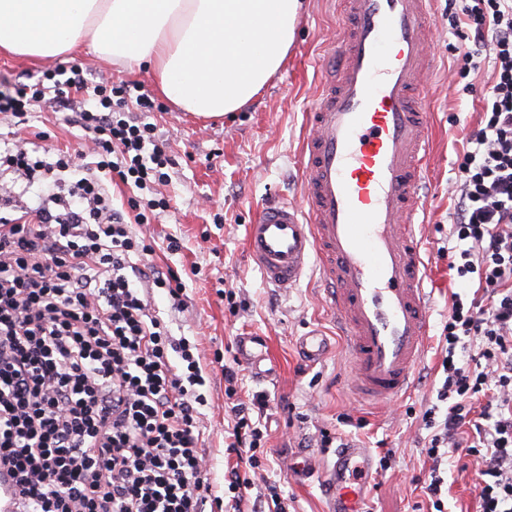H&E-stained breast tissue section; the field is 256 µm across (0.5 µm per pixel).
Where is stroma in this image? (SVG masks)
<instances>
[{
  "label": "stroma",
  "mask_w": 512,
  "mask_h": 512,
  "mask_svg": "<svg viewBox=\"0 0 512 512\" xmlns=\"http://www.w3.org/2000/svg\"><path fill=\"white\" fill-rule=\"evenodd\" d=\"M430 51L439 62L436 76L426 77L427 104L433 114L434 149L428 162L421 235L428 264L430 335L424 356L413 373L407 394L396 403L372 409L361 401L351 383V372L338 334L318 285L316 267L293 288L267 284L250 260L245 246L246 226L268 201L301 198L295 169L296 153L305 131V119L324 79L316 62L336 41L337 11L333 0H306L286 65L243 110L213 120L178 112L158 96L149 74L100 59L90 50L33 62L0 55V92L15 79L38 77L43 71L81 65L93 80L110 79L141 85L156 108L145 116L168 152L176 159L170 182L162 193L169 210L145 234L153 235L155 252L148 261L177 271L185 287L186 307L171 309L166 294L154 304L172 335L195 336L201 343V364L207 378L210 404L204 421L208 430L203 446L211 476L223 483L224 472L237 458L225 447L229 418L224 408V372L216 355L232 360L239 337L258 336L266 343L265 367L270 375L257 377L243 369L246 391H262L269 398L266 426L270 463L258 471L251 496L266 484L280 486L288 512H327L329 492L325 470L334 462L332 448L309 446L319 429L338 433L342 443L369 448L372 454L392 449L391 466L377 470L367 485L373 512H427L424 485L430 464L421 451L426 430L419 412L436 401L442 354L439 335L448 318L452 295L462 286L448 270V230L452 221V190L458 173L457 155L483 116L484 86L492 73V52H483L476 69H465L456 20L448 0H435ZM51 132L55 145L87 151L89 142L67 112L47 108L33 112L28 127L0 121V142ZM182 242L177 254L166 250L169 236ZM234 292L233 300L221 290ZM322 329L333 351L322 361L303 362L296 350L299 336ZM305 463L296 475L295 463ZM447 512H478L479 466L474 457L458 452L448 463Z\"/></svg>",
  "instance_id": "1"
}]
</instances>
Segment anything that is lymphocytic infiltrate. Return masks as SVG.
Listing matches in <instances>:
<instances>
[{"label": "lymphocytic infiltrate", "instance_id": "f902f5d3", "mask_svg": "<svg viewBox=\"0 0 512 512\" xmlns=\"http://www.w3.org/2000/svg\"><path fill=\"white\" fill-rule=\"evenodd\" d=\"M448 6L466 20L464 61L489 49L494 66L484 118L458 165L448 263L482 298L457 294L448 309L436 402L421 416L426 494L432 512H445L441 467L460 448L481 465L480 512H512V0ZM45 101L73 110L92 160L0 150V171L25 185L78 175L67 194L35 208L0 191V480L14 491V512H242L266 443L254 414L267 399H242L239 371L225 365L226 449L239 465L216 493L201 446L199 344L172 336L152 305L163 289L182 308L183 288L173 269L146 263L154 247L131 229L169 206L140 195L167 183L174 165L141 118L155 103L122 83L88 84L72 66L15 83L0 95V113L23 120ZM115 181L138 190L126 208L112 204Z\"/></svg>", "mask_w": 512, "mask_h": 512}]
</instances>
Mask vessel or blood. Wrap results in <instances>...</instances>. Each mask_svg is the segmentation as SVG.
<instances>
[{
	"instance_id": "obj_1",
	"label": "vessel or blood",
	"mask_w": 512,
	"mask_h": 512,
	"mask_svg": "<svg viewBox=\"0 0 512 512\" xmlns=\"http://www.w3.org/2000/svg\"><path fill=\"white\" fill-rule=\"evenodd\" d=\"M432 4L338 0L340 37L324 57L327 78L296 160L303 203L278 201L247 226L248 254L267 283L292 287L317 263L352 350L354 388L377 406L406 393L430 328L418 234L433 151L420 83L435 66L425 53ZM299 348L312 361L330 352L316 331ZM357 472L371 479L369 449H341L325 475L329 512H368Z\"/></svg>"
}]
</instances>
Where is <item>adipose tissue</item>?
<instances>
[{
	"label": "adipose tissue",
	"instance_id": "1",
	"mask_svg": "<svg viewBox=\"0 0 512 512\" xmlns=\"http://www.w3.org/2000/svg\"><path fill=\"white\" fill-rule=\"evenodd\" d=\"M302 0H0V55L94 53L145 68L179 111L251 102L286 62Z\"/></svg>",
	"mask_w": 512,
	"mask_h": 512
}]
</instances>
